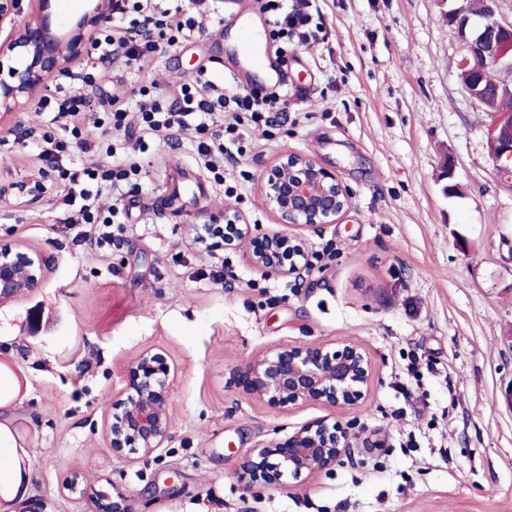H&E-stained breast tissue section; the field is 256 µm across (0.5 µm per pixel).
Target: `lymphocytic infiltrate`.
<instances>
[{
    "label": "lymphocytic infiltrate",
    "instance_id": "f902f5d3",
    "mask_svg": "<svg viewBox=\"0 0 512 512\" xmlns=\"http://www.w3.org/2000/svg\"><path fill=\"white\" fill-rule=\"evenodd\" d=\"M261 9L270 16L269 37L277 42L296 40L306 45L317 39L312 29L318 0H260ZM110 30L98 34L91 43L92 56L97 63L122 56L138 70H145L154 62L161 42L176 44L188 40L194 33L196 21L183 15L182 8L163 7L162 0H118L113 12ZM79 84L69 91L54 89L47 93L39 106L40 111L51 113L57 135H38L27 130L28 139H42L40 154L53 162L57 173L55 192L70 206L69 223L86 225L85 236L91 247L104 249L111 246L112 228L123 215L118 201L123 182L139 174L134 153L127 147L107 145L112 159L108 168H74L65 158L70 139L80 140L83 149H91L92 140L83 136L85 122L91 110V100L85 87L94 85L93 73L78 76ZM286 95L251 88L227 94L223 85L209 79L206 72H198L193 79L169 93L165 100L145 99L138 108L140 137L172 139L183 130L192 128L202 133L209 126L220 125L221 130L212 140L197 143V153L216 180H223L225 163L234 161L240 151L239 144L245 130L242 113H249L254 124H271L272 113L284 111ZM111 190L114 203L102 210L98 200L104 190Z\"/></svg>",
    "mask_w": 512,
    "mask_h": 512
}]
</instances>
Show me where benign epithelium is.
Here are the masks:
<instances>
[{
    "label": "benign epithelium",
    "instance_id": "7a95c632",
    "mask_svg": "<svg viewBox=\"0 0 512 512\" xmlns=\"http://www.w3.org/2000/svg\"><path fill=\"white\" fill-rule=\"evenodd\" d=\"M21 0H0V32L8 30L7 50H19L24 64L8 68L0 78V112L32 99L51 76L72 73L71 64L86 51L98 28L112 18L114 0H83L84 7L60 17L51 0H37V11L20 17ZM448 12L461 48L459 81L473 106L490 116L485 127L488 154L499 182L512 189V112L493 102L512 94V20L502 18L501 0H482L483 19L475 23L470 0H455ZM266 206L279 223L302 231L334 224L350 204L348 189L315 158L284 153L261 183ZM210 236L226 249L250 243L253 266L287 277L306 266L305 237L270 230L253 232L236 212L224 213V223L205 224ZM42 258L11 244H0V304L36 287ZM371 364L356 344L338 348L285 344L271 354L252 358L231 370L230 383L244 395L286 413L307 402L353 409L365 396ZM171 378L163 354L145 352L127 370L126 397L112 403V450L120 456L150 457L169 439ZM345 428L318 420L297 427L284 440L272 441L243 457L241 478L248 484L281 487L283 478L308 480L330 469L352 447Z\"/></svg>",
    "mask_w": 512,
    "mask_h": 512
}]
</instances>
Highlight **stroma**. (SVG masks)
Returning <instances> with one entry per match:
<instances>
[{
    "mask_svg": "<svg viewBox=\"0 0 512 512\" xmlns=\"http://www.w3.org/2000/svg\"><path fill=\"white\" fill-rule=\"evenodd\" d=\"M445 9L322 0L326 36L289 45L300 93L267 133L245 137L220 183L196 134L148 142L122 191L123 238L101 251L68 223L51 164L16 141L51 130L50 113L31 104L0 122V243L45 262L36 288L0 305V512H99L104 493L123 512H512V191L459 82ZM228 59L214 22L161 45L152 95L202 68L223 80ZM142 84L119 59L93 95L123 90L133 112ZM286 151L315 157L351 195L336 223L307 232L308 266L267 275L247 245L204 250L196 226L228 209L277 228L261 181ZM449 167L462 196L445 191ZM345 342L372 365L355 409L282 414L229 383L281 345ZM147 351L171 368L172 430L149 459H127L108 438L112 403ZM319 419L353 436L330 470L283 488L240 479L241 457ZM73 472L83 495L63 488Z\"/></svg>",
    "mask_w": 512,
    "mask_h": 512,
    "instance_id": "1",
    "label": "stroma"
}]
</instances>
